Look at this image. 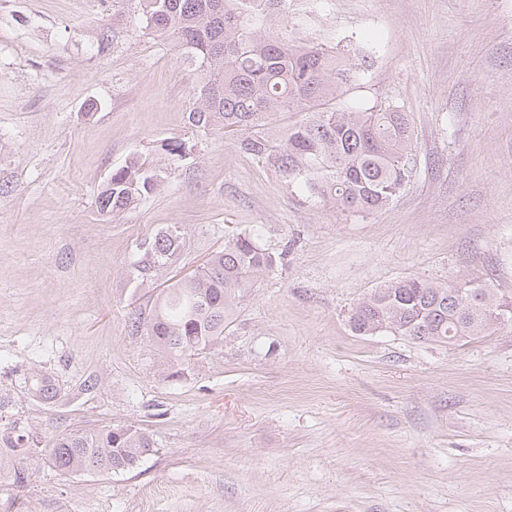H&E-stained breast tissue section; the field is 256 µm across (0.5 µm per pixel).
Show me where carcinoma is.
<instances>
[{
    "label": "carcinoma",
    "mask_w": 512,
    "mask_h": 512,
    "mask_svg": "<svg viewBox=\"0 0 512 512\" xmlns=\"http://www.w3.org/2000/svg\"><path fill=\"white\" fill-rule=\"evenodd\" d=\"M289 0H140L145 29L172 38L185 61L201 75L197 106L188 112L195 128L219 127L237 136L238 148L274 169L305 200L321 197L352 214L385 208L410 181L416 161L407 113L391 105L369 109L336 108L342 84L357 64L344 63L335 48L294 44L288 27L303 15ZM306 112L284 128L267 122L273 112ZM158 175L132 160L112 171L98 197L104 213L122 209L150 193ZM260 235L244 230L224 244L194 277L180 280L153 300L145 332L170 363V378L184 365L224 341V322L252 276L277 265ZM136 271L142 279L166 265L180 249V233L158 231L140 244ZM495 289L486 283L438 284L409 279L371 291L350 311L351 330L365 327L422 340L447 343L478 336L498 319L491 315ZM33 391L51 402L56 385L37 377ZM153 445L134 426L62 433L48 447H32L30 436L0 433V467L24 474V464L47 457L57 472L112 474L133 469Z\"/></svg>",
    "instance_id": "obj_1"
}]
</instances>
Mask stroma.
I'll use <instances>...</instances> for the list:
<instances>
[{"label": "stroma", "instance_id": "obj_1", "mask_svg": "<svg viewBox=\"0 0 512 512\" xmlns=\"http://www.w3.org/2000/svg\"><path fill=\"white\" fill-rule=\"evenodd\" d=\"M289 37L368 59L336 106L407 112L416 171L377 213L302 202L223 130L189 128L200 75L139 0H0V431L132 425L154 447L109 475L1 473L0 512H145L153 489L154 512H512V320L448 344L348 322L406 278L512 298V0H314ZM173 138L191 153L171 159ZM133 158L158 188L102 214ZM168 226L174 262L137 280ZM244 229L281 260L170 379L131 324Z\"/></svg>", "mask_w": 512, "mask_h": 512}]
</instances>
